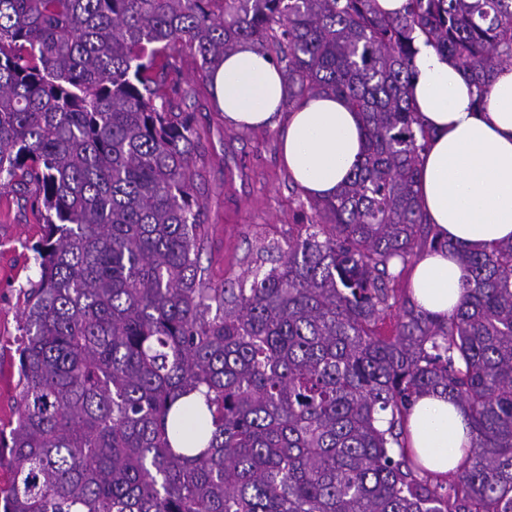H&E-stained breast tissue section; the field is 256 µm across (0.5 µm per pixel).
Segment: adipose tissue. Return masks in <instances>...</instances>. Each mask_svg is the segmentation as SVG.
<instances>
[{
    "label": "adipose tissue",
    "instance_id": "1",
    "mask_svg": "<svg viewBox=\"0 0 512 512\" xmlns=\"http://www.w3.org/2000/svg\"><path fill=\"white\" fill-rule=\"evenodd\" d=\"M413 102L432 136L420 156L418 194L440 239L479 251L512 240V66L495 71L482 110L476 88L449 59L417 41ZM225 124L257 128L282 120L281 157L291 177L313 198L335 196L362 150V121L332 94L306 97L287 109L284 78L271 57L243 44L214 74ZM463 269L457 257L429 251L411 275L416 305L445 315L460 302ZM412 448L436 475L455 472L469 446L465 409L423 394L408 418Z\"/></svg>",
    "mask_w": 512,
    "mask_h": 512
}]
</instances>
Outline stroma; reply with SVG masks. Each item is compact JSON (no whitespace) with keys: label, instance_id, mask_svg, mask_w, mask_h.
Returning a JSON list of instances; mask_svg holds the SVG:
<instances>
[{"label":"stroma","instance_id":"35a3bbf8","mask_svg":"<svg viewBox=\"0 0 512 512\" xmlns=\"http://www.w3.org/2000/svg\"><path fill=\"white\" fill-rule=\"evenodd\" d=\"M197 63L185 56L167 75L174 110L192 113L198 198L208 238L200 264L211 284L244 280L258 237L285 242L301 220L297 195L280 159V131L236 129L224 122L211 86L197 82ZM32 196L0 188V424L17 419L16 352L23 297L37 279L32 247L44 233Z\"/></svg>","mask_w":512,"mask_h":512}]
</instances>
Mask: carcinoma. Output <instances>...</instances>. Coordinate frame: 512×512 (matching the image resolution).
I'll return each mask as SVG.
<instances>
[{"mask_svg": "<svg viewBox=\"0 0 512 512\" xmlns=\"http://www.w3.org/2000/svg\"><path fill=\"white\" fill-rule=\"evenodd\" d=\"M417 33L477 108L512 66V0H0V186L35 185L45 224L0 512H512V241L471 252L426 222ZM242 42L288 108L343 97L364 143L296 235L260 242L250 287L217 288L166 78L189 54L210 83ZM436 249L464 271L446 317L399 287ZM200 390L206 409L178 406ZM430 391L471 428L445 484L407 444Z\"/></svg>", "mask_w": 512, "mask_h": 512, "instance_id": "obj_1", "label": "carcinoma"}]
</instances>
